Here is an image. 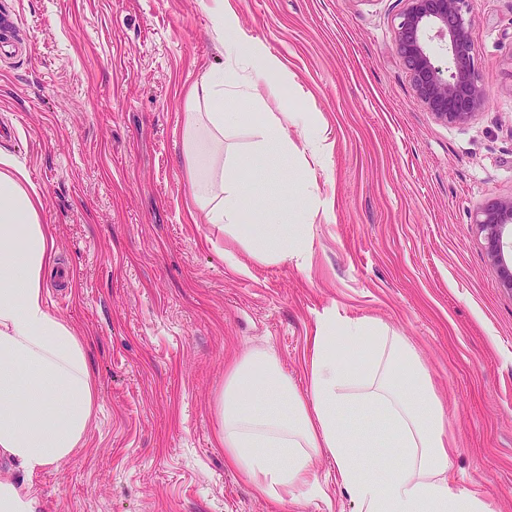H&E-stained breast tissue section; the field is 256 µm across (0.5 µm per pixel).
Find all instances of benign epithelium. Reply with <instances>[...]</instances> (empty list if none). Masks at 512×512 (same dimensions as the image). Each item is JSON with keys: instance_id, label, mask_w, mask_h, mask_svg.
<instances>
[{"instance_id": "benign-epithelium-1", "label": "benign epithelium", "mask_w": 512, "mask_h": 512, "mask_svg": "<svg viewBox=\"0 0 512 512\" xmlns=\"http://www.w3.org/2000/svg\"><path fill=\"white\" fill-rule=\"evenodd\" d=\"M393 43L403 58L413 90L435 118L465 125L485 103L486 90L476 67L471 17L474 0H405ZM444 46L440 64L432 44ZM501 283L512 289V196L488 200L473 218Z\"/></svg>"}]
</instances>
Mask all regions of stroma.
<instances>
[{"instance_id": "stroma-1", "label": "stroma", "mask_w": 512, "mask_h": 512, "mask_svg": "<svg viewBox=\"0 0 512 512\" xmlns=\"http://www.w3.org/2000/svg\"><path fill=\"white\" fill-rule=\"evenodd\" d=\"M278 56L292 112H316L328 148L317 186L292 158L253 192L329 210L303 219L304 263L258 261L194 224L179 112L204 67L224 66L209 0H0L18 19L0 53V150L44 191L56 232L52 311L89 339L98 381L85 447L28 475L39 512H355L326 455L324 493L273 502L224 463L213 403L228 367L277 352L306 385L307 338L327 313L405 336L455 448L457 485L512 512V291L473 222L512 196V0H476L488 90L470 123L437 121L393 45L404 0H230Z\"/></svg>"}]
</instances>
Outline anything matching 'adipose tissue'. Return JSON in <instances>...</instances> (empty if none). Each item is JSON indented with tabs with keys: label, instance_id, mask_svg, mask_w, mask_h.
<instances>
[{
	"label": "adipose tissue",
	"instance_id": "1",
	"mask_svg": "<svg viewBox=\"0 0 512 512\" xmlns=\"http://www.w3.org/2000/svg\"><path fill=\"white\" fill-rule=\"evenodd\" d=\"M210 29L230 64L205 68L186 92L182 129L185 182L195 204L191 221L222 224L255 255L288 260L307 254L299 227L269 236L277 207L249 196L245 174L271 168L294 151L289 134H303L304 153L320 163L325 138L305 113L286 110L270 74L280 62L241 30L228 0H210ZM263 119L250 123L247 107ZM248 126L251 149L224 155L225 132ZM43 195L24 168L0 151V457L35 473L72 458L83 447L98 394L87 362L88 339L55 315L46 301V273L56 254L51 225L42 223ZM368 344L363 370L347 366L340 345ZM308 390L299 392L273 349L254 350L227 372L215 400L216 443L224 463L272 501L323 493L311 462L328 455L336 483L356 512H491L484 494L453 491V451L442 405L406 337L379 322L323 315L308 338ZM384 417L387 440L402 448L385 478L351 461L353 439L341 412Z\"/></svg>",
	"mask_w": 512,
	"mask_h": 512
}]
</instances>
